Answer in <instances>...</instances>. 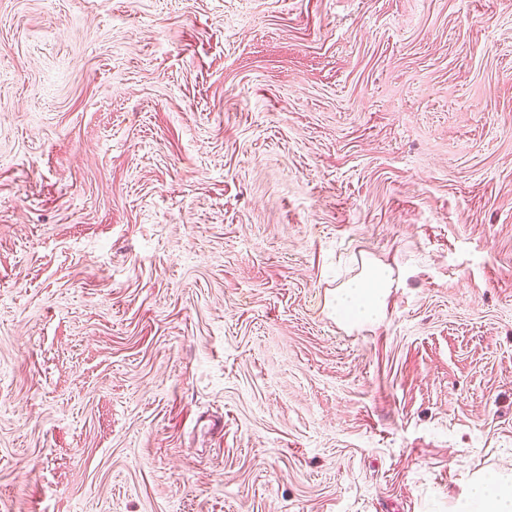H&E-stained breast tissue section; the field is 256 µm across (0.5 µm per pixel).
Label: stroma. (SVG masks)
Instances as JSON below:
<instances>
[{"label":"stroma","instance_id":"obj_1","mask_svg":"<svg viewBox=\"0 0 512 512\" xmlns=\"http://www.w3.org/2000/svg\"><path fill=\"white\" fill-rule=\"evenodd\" d=\"M499 469L512 0H0V512H450ZM393 270L377 260H364L360 271L336 287L330 302L336 322L355 327L374 325L384 314Z\"/></svg>","mask_w":512,"mask_h":512}]
</instances>
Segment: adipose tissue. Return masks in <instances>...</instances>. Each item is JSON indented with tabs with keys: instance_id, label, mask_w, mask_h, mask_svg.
I'll return each instance as SVG.
<instances>
[{
	"instance_id": "obj_1",
	"label": "adipose tissue",
	"mask_w": 512,
	"mask_h": 512,
	"mask_svg": "<svg viewBox=\"0 0 512 512\" xmlns=\"http://www.w3.org/2000/svg\"><path fill=\"white\" fill-rule=\"evenodd\" d=\"M393 285L388 265L365 260L356 275L336 288L330 307L337 323L349 327L378 323ZM454 512H512V473L492 470L479 475L458 498Z\"/></svg>"
}]
</instances>
